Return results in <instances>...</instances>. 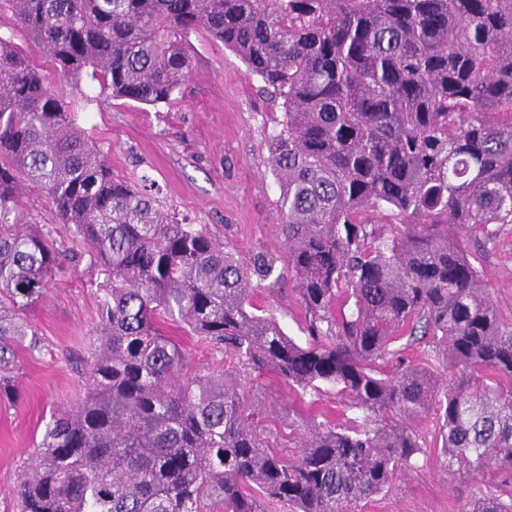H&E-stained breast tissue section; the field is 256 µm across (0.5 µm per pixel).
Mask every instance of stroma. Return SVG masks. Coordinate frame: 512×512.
Segmentation results:
<instances>
[{
  "label": "stroma",
  "instance_id": "35a3bbf8",
  "mask_svg": "<svg viewBox=\"0 0 512 512\" xmlns=\"http://www.w3.org/2000/svg\"><path fill=\"white\" fill-rule=\"evenodd\" d=\"M0 34L11 37L47 83L73 103L79 125L107 155L115 175L135 186L141 176H148L166 209L204 226L241 257L277 246L279 190L267 158L282 109L261 93L258 80L222 43L204 32L193 35V71L182 94L170 103L147 106L100 95L97 84L88 80L81 92H72L55 64L14 27L10 12L0 13ZM19 205L26 222L50 228L59 249L70 248L69 231L54 223L39 190H26ZM463 247L503 318L512 319V224L500 226L495 244L483 248L467 240ZM106 281L99 267L80 263L58 274L45 298L24 313L41 349H19L16 381L21 398L0 404V512H18L22 466L39 444L52 412L76 405L85 396L83 361ZM255 301L288 336L305 342L304 311L291 291L261 293ZM254 384L256 400L281 405L280 410L264 411L259 426L276 437L286 454L296 450L299 415H337L344 408L331 388L319 397L303 396L273 374L256 377ZM410 426L425 445L423 454L413 470L368 501L363 512H457L477 492L512 496V484L503 483L496 472L457 479L443 472L434 415L412 420Z\"/></svg>",
  "mask_w": 512,
  "mask_h": 512
}]
</instances>
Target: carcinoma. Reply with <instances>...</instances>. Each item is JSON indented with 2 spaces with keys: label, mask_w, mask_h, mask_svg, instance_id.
<instances>
[{
  "label": "carcinoma",
  "mask_w": 512,
  "mask_h": 512,
  "mask_svg": "<svg viewBox=\"0 0 512 512\" xmlns=\"http://www.w3.org/2000/svg\"><path fill=\"white\" fill-rule=\"evenodd\" d=\"M67 83L168 103L192 73L191 36L224 43L282 101L267 163L282 250L240 262L146 188L112 174L73 109L0 37V400L16 401L23 311L83 254L109 272L87 396L53 414L18 486L20 512H358L423 445L443 470L512 475V321L459 237L512 224V0H0ZM40 189L83 250L22 222ZM391 212L387 232L374 215ZM292 283L301 345L254 304ZM177 323L243 368L193 369ZM441 359L434 375L391 348ZM271 372L353 417L304 416L297 452L273 449L245 374ZM459 512H512L478 496Z\"/></svg>",
  "instance_id": "carcinoma-1"
}]
</instances>
